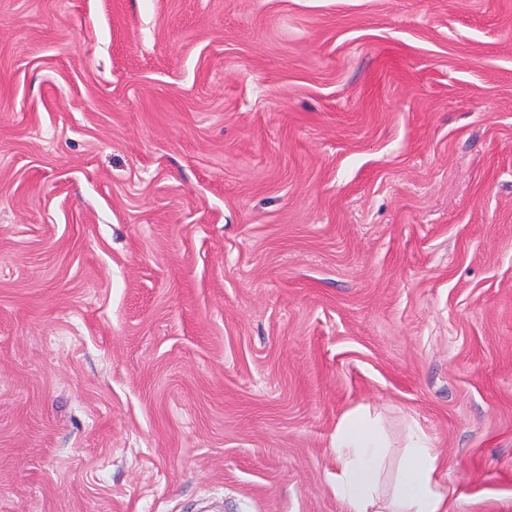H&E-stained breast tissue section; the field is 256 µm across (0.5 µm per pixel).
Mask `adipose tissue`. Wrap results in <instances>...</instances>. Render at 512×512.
<instances>
[{
  "label": "adipose tissue",
  "mask_w": 512,
  "mask_h": 512,
  "mask_svg": "<svg viewBox=\"0 0 512 512\" xmlns=\"http://www.w3.org/2000/svg\"><path fill=\"white\" fill-rule=\"evenodd\" d=\"M334 445L341 471L336 492L345 512H449L448 494L438 477L441 457L424 435L410 434L402 479L387 496L378 488L384 442L376 426L350 412L336 430Z\"/></svg>",
  "instance_id": "obj_1"
}]
</instances>
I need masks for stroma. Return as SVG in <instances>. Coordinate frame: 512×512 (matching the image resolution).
I'll return each instance as SVG.
<instances>
[{
  "mask_svg": "<svg viewBox=\"0 0 512 512\" xmlns=\"http://www.w3.org/2000/svg\"><path fill=\"white\" fill-rule=\"evenodd\" d=\"M361 406L512 512V0H0V512H344Z\"/></svg>",
  "mask_w": 512,
  "mask_h": 512,
  "instance_id": "stroma-1",
  "label": "stroma"
}]
</instances>
